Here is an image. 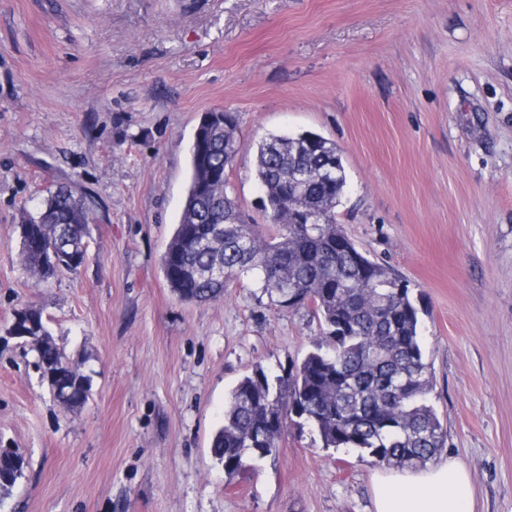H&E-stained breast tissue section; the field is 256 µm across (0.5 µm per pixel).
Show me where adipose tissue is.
Listing matches in <instances>:
<instances>
[{
    "mask_svg": "<svg viewBox=\"0 0 512 512\" xmlns=\"http://www.w3.org/2000/svg\"><path fill=\"white\" fill-rule=\"evenodd\" d=\"M375 512H475L467 468L441 457L420 468H384L373 483Z\"/></svg>",
    "mask_w": 512,
    "mask_h": 512,
    "instance_id": "ef3b65f1",
    "label": "adipose tissue"
}]
</instances>
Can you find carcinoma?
<instances>
[{
	"instance_id": "cac0c4a2",
	"label": "carcinoma",
	"mask_w": 512,
	"mask_h": 512,
	"mask_svg": "<svg viewBox=\"0 0 512 512\" xmlns=\"http://www.w3.org/2000/svg\"><path fill=\"white\" fill-rule=\"evenodd\" d=\"M238 121L224 112L201 118L190 147L191 177L179 224L162 256L164 274L183 301L206 302L224 295L227 282L251 275L281 307L312 305L320 337L300 364L280 375L257 367L230 392L224 424L211 451L224 458V474H245L247 462L276 453L284 423L307 426L325 448H357L388 467L420 466L445 447L443 426L426 396L431 372L419 336V312L409 288L361 253L335 224L347 176L336 143L313 133L270 135L254 147V171L271 223L269 239L242 221L222 180L228 158L240 151ZM292 206L326 216L325 224H290ZM89 214L66 186L43 203L38 216L21 224V252L37 283L59 271L47 252L53 241L64 270L74 271L86 254ZM224 266V279L208 274ZM85 373L72 374L60 389L41 374L54 399L73 411L84 406Z\"/></svg>"
}]
</instances>
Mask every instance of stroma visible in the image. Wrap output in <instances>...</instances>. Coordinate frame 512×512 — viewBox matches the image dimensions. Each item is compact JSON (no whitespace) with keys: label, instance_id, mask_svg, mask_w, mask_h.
<instances>
[{"label":"stroma","instance_id":"stroma-1","mask_svg":"<svg viewBox=\"0 0 512 512\" xmlns=\"http://www.w3.org/2000/svg\"><path fill=\"white\" fill-rule=\"evenodd\" d=\"M215 109L238 119L228 191L267 236L253 145L336 143V222L410 289L442 454L470 470L478 512H512V0H0V448L25 459L0 512H373L371 458L309 429L243 479L211 454L237 382L320 333L249 279L202 303L169 286ZM61 185L90 212L87 251L40 285L18 226ZM28 305L94 370L82 409L9 335ZM85 373L82 371H76L72 374V387L74 388V392L69 394L71 388H66L64 390L58 389L53 378L47 376L45 373L41 374L42 382L46 383L50 392L53 394L55 400H60L65 403L70 411L83 407L88 402V397L86 395L81 396L79 393V389L82 386V381L84 379Z\"/></svg>","mask_w":512,"mask_h":512}]
</instances>
